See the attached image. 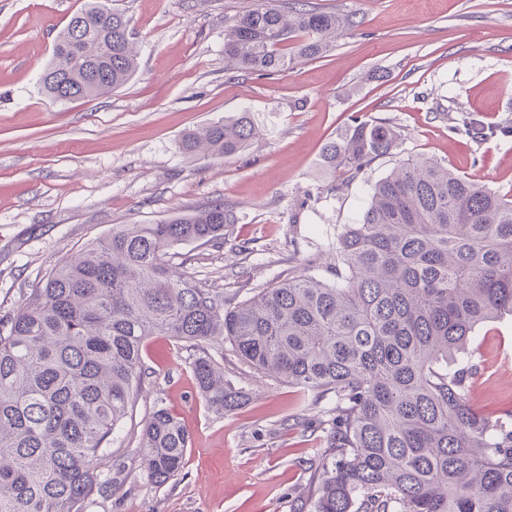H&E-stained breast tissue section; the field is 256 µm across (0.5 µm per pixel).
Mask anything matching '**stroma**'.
<instances>
[{"label":"stroma","mask_w":512,"mask_h":512,"mask_svg":"<svg viewBox=\"0 0 512 512\" xmlns=\"http://www.w3.org/2000/svg\"><path fill=\"white\" fill-rule=\"evenodd\" d=\"M86 2L0 0V318L119 224L224 204L235 222L223 249L182 244L176 258L234 304L307 269L325 275L337 232L399 162L434 158L512 194V0H303L354 24L324 55L270 76L224 60L225 27L260 0H100L128 19L138 69L113 92L56 101L40 79ZM242 112L264 136L240 155L179 151L185 133ZM356 117L387 119L401 143L347 186L321 152ZM471 118L484 137L468 130ZM242 241L251 251H237ZM209 352L249 401L210 412L192 373L196 350L150 337L145 385L93 462L112 486L85 512H310L334 455L325 419L335 396L258 374L230 343ZM455 362L474 369L466 386L479 414L512 412L511 315L478 326ZM159 404L192 438L184 469L162 485L140 466L142 429Z\"/></svg>","instance_id":"35a3bbf8"}]
</instances>
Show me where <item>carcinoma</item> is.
<instances>
[{"label": "carcinoma", "instance_id": "carcinoma-1", "mask_svg": "<svg viewBox=\"0 0 512 512\" xmlns=\"http://www.w3.org/2000/svg\"><path fill=\"white\" fill-rule=\"evenodd\" d=\"M349 20L261 4L224 34V58L259 75L320 56ZM137 68L125 15L96 0L58 36L42 90L57 101L109 93ZM261 131L244 114L179 142L230 159ZM387 121L355 120L322 150L346 181L398 148ZM235 223L221 203L158 224H120L59 263L16 315L0 320V512H85L112 481L91 467L142 389L149 336L202 350L192 369L217 414L249 394L207 352L229 342L256 371L320 398L336 396V454L312 512H512V413L477 414L467 369L448 362L475 328L512 314V197L431 159L398 164L336 237L327 280L307 271L234 305L171 262L184 243L224 247ZM141 467L163 484L185 466L191 436L156 406Z\"/></svg>", "mask_w": 512, "mask_h": 512}]
</instances>
